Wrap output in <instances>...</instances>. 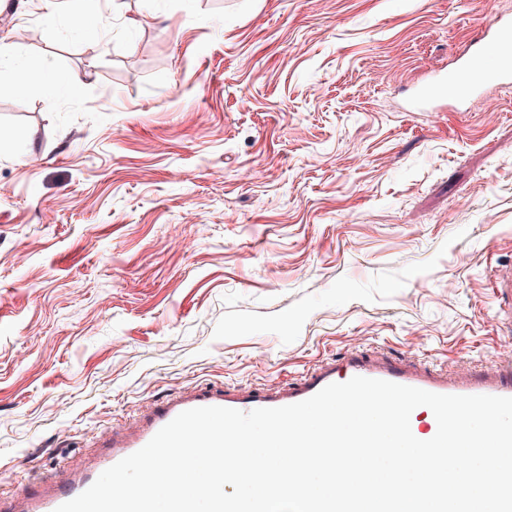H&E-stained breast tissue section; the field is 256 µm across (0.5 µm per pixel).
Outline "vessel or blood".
<instances>
[{
    "instance_id": "b4317fda",
    "label": "vessel or blood",
    "mask_w": 512,
    "mask_h": 512,
    "mask_svg": "<svg viewBox=\"0 0 512 512\" xmlns=\"http://www.w3.org/2000/svg\"><path fill=\"white\" fill-rule=\"evenodd\" d=\"M511 83L512 20L495 17L486 22L484 31L470 44L460 65L422 86L416 100L421 105L462 101L486 87ZM493 294L498 300H512V264L496 266ZM356 376L391 381L437 394L512 397L511 357L497 360L478 373L462 369L451 376L420 367L408 359L369 356L363 349L354 347L339 359L315 362L299 380L281 389L229 391L202 386L153 404L144 418L133 419L122 431L106 433L103 452L89 458L80 468H59L39 493L26 496L19 506H10L0 512H55L58 506L85 491L104 470L144 447L183 411L220 406L248 412L256 408L286 406L310 398L329 384L343 383ZM411 418V431L416 438L428 440L436 434L437 422L428 407L416 408Z\"/></svg>"
}]
</instances>
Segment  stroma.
<instances>
[{
	"mask_svg": "<svg viewBox=\"0 0 512 512\" xmlns=\"http://www.w3.org/2000/svg\"><path fill=\"white\" fill-rule=\"evenodd\" d=\"M487 15L512 0H0L22 63L82 81L0 85V499L200 384L512 355V86L407 109ZM493 298L506 303L510 299V322L512 326V264L499 263L493 275Z\"/></svg>",
	"mask_w": 512,
	"mask_h": 512,
	"instance_id": "35a3bbf8",
	"label": "stroma"
}]
</instances>
